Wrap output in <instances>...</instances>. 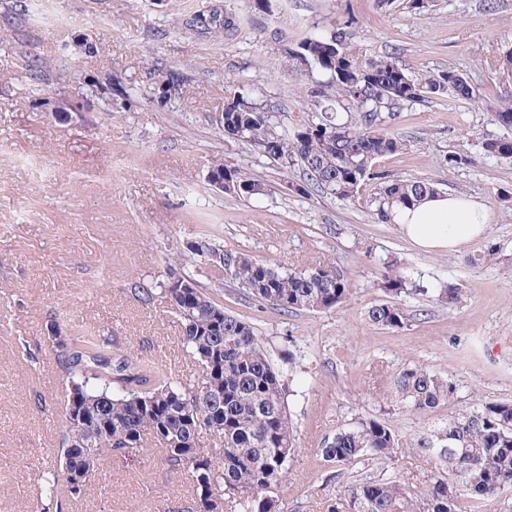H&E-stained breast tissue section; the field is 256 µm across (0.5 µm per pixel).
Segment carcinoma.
Masks as SVG:
<instances>
[{
  "instance_id": "carcinoma-1",
  "label": "carcinoma",
  "mask_w": 512,
  "mask_h": 512,
  "mask_svg": "<svg viewBox=\"0 0 512 512\" xmlns=\"http://www.w3.org/2000/svg\"><path fill=\"white\" fill-rule=\"evenodd\" d=\"M196 23L221 35L236 30L232 17L215 13L200 15ZM285 54L315 79L320 112L299 128L278 131L268 113L235 96L213 119L225 135L249 143L285 167L301 166L307 186L296 191L303 194L312 190L352 202L368 182L379 181L367 195L366 205L386 224L393 223L395 209L435 192L423 180L385 181L374 171L377 159L406 147V141L388 128L383 110L396 102L449 91L459 99L474 100L476 90L463 75L448 70L415 79L392 59L363 60L353 34L343 28L288 46ZM184 81L182 72L169 70L160 83L163 97ZM353 112L359 113L358 119H352ZM496 118L501 126L512 127V96L501 100ZM482 149L488 156L512 159V138L487 139ZM209 170L224 175L228 195L251 198L268 192L267 185L242 166L215 161ZM190 251L196 262L223 272L224 282L285 314L330 310L349 297L350 277L334 262L281 272L265 260L224 248L208 229L201 231ZM176 275L190 287L175 288L167 280L162 293L181 325L187 353L201 369L192 382L174 378L150 361L112 355L109 338L52 334L65 385L61 404L65 425L59 464L49 471L45 491L52 495L58 483H68L76 471L85 490L102 458L136 453L150 439L159 445L170 470L191 479L193 512H213L209 503L230 512H276L270 493L286 481L294 452L286 383L265 354L254 326L224 312L192 275L170 272ZM411 285L408 267H395L383 285L391 300L373 305L370 321L390 329L401 327L406 315L396 298L409 294ZM127 290L144 306L156 301L155 289L141 282H129ZM416 292L450 305L458 288L441 284ZM394 385L402 408L415 413L449 403L455 394L452 381L421 365L403 369ZM76 394L85 412L79 425L67 418ZM443 435L444 439H431L424 447L437 449L451 477L436 476L413 489L394 477L365 479L331 501L327 512H461L459 502L464 498L480 504L512 487L511 403L485 402L459 413L448 419ZM210 437L223 443L219 462L204 452L203 444ZM398 445L397 435L385 421L368 418L336 433L321 454L327 462L350 466L369 457L388 459Z\"/></svg>"
}]
</instances>
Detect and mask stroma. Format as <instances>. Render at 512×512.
Here are the masks:
<instances>
[{
  "label": "stroma",
  "instance_id": "obj_1",
  "mask_svg": "<svg viewBox=\"0 0 512 512\" xmlns=\"http://www.w3.org/2000/svg\"><path fill=\"white\" fill-rule=\"evenodd\" d=\"M0 0V512H191L193 484L162 451L103 461L92 487L48 499L42 474L59 452L61 372L51 332L89 331L120 355L148 358L194 380L181 326L165 299L139 304L126 290L160 288L181 269L203 225L225 247L300 269L332 260L350 275V296L322 312L282 314L199 265L190 273L225 311L252 323L292 390L295 452L279 512H326L363 478L423 485L444 471L424 438L479 404L512 403V161L484 155L511 137L495 105L512 81L495 70L512 50V0ZM233 15V37L194 25L202 12ZM349 30L362 58L395 57L416 78L452 69L478 88L474 101L447 93L395 105L392 128L406 150L378 159L389 179H418L464 193L491 214L486 235L454 254L427 253L363 202L304 195L299 167H281L212 125L241 92L274 124L315 116V83L289 64L286 45L332 28ZM188 76L159 98L160 71ZM465 163L448 165V152ZM246 167L268 195L237 199L206 182L213 160ZM420 285L455 284L452 305L401 297L398 329L374 325L371 306L393 260ZM420 364L455 385L451 403L403 410L394 380ZM375 417L399 446L354 466L323 460L325 441Z\"/></svg>",
  "mask_w": 512,
  "mask_h": 512
}]
</instances>
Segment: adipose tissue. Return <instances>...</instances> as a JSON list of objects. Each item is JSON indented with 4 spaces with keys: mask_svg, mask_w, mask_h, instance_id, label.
<instances>
[{
    "mask_svg": "<svg viewBox=\"0 0 512 512\" xmlns=\"http://www.w3.org/2000/svg\"><path fill=\"white\" fill-rule=\"evenodd\" d=\"M490 215L476 199L461 193H433L399 210L394 222L402 234L428 252L454 253L484 235Z\"/></svg>",
    "mask_w": 512,
    "mask_h": 512,
    "instance_id": "ef3b65f1",
    "label": "adipose tissue"
}]
</instances>
